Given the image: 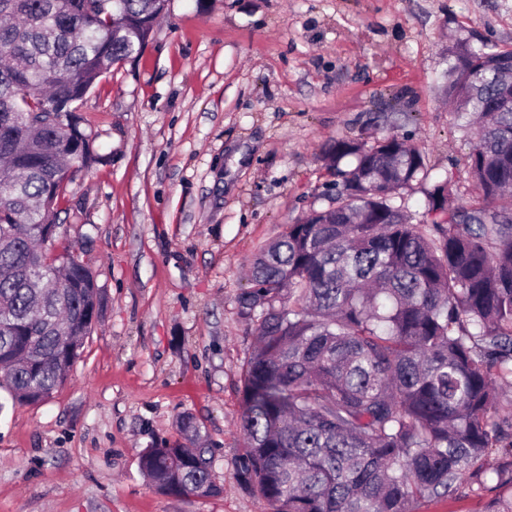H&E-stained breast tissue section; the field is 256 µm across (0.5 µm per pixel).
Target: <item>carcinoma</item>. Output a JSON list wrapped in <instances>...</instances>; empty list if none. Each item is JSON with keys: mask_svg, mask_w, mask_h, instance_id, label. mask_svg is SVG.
<instances>
[{"mask_svg": "<svg viewBox=\"0 0 512 512\" xmlns=\"http://www.w3.org/2000/svg\"><path fill=\"white\" fill-rule=\"evenodd\" d=\"M168 0H0V388L35 404L62 385L99 319L90 268L56 256L58 203L94 160L80 104L139 54ZM445 94L476 143L468 201L446 178L420 216L394 195L428 177L403 138H341L326 152L336 206L313 210L254 257L240 314L256 320L243 371L239 476L269 512H410L466 488L512 512V108L484 57L458 43ZM448 205L447 221L429 213ZM139 454L165 494L222 493L195 417ZM496 452L498 464L488 466Z\"/></svg>", "mask_w": 512, "mask_h": 512, "instance_id": "carcinoma-1", "label": "carcinoma"}]
</instances>
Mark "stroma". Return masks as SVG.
Instances as JSON below:
<instances>
[{
	"label": "stroma",
	"instance_id": "1",
	"mask_svg": "<svg viewBox=\"0 0 512 512\" xmlns=\"http://www.w3.org/2000/svg\"><path fill=\"white\" fill-rule=\"evenodd\" d=\"M465 41L512 49V0H168L81 104L96 160L67 185L52 250L88 264L106 303L49 398L0 389V512H266L238 473L250 263L331 205L339 138L403 137L468 200L472 141L442 94ZM184 412L220 495H165L139 470Z\"/></svg>",
	"mask_w": 512,
	"mask_h": 512
}]
</instances>
